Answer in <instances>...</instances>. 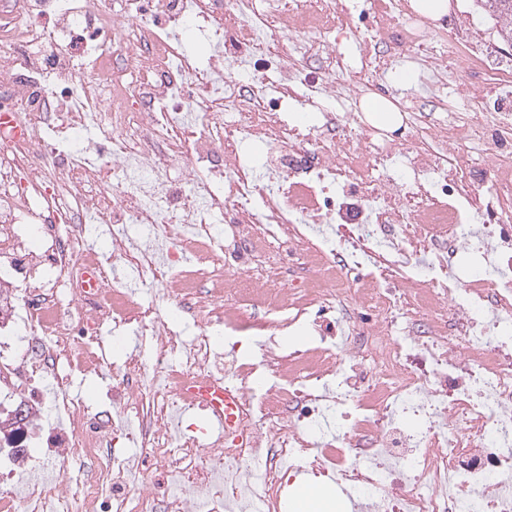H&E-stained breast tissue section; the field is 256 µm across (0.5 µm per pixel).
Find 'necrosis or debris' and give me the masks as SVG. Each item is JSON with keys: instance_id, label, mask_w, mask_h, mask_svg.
<instances>
[{"instance_id": "obj_1", "label": "necrosis or debris", "mask_w": 512, "mask_h": 512, "mask_svg": "<svg viewBox=\"0 0 512 512\" xmlns=\"http://www.w3.org/2000/svg\"><path fill=\"white\" fill-rule=\"evenodd\" d=\"M316 2L280 9L292 36L272 45L254 0H153L148 16L142 0H0V274L24 272L17 333L0 345V512H282L287 474L308 470L374 485L371 512H512V226L470 221L512 213V109H488L462 79L478 69L510 95L512 70L457 29L403 26L401 45L442 46L452 110L416 124L396 188L360 195L365 223L308 238L338 195L402 164L370 129L345 146L334 115L308 129L275 120L259 109L263 79L232 77L236 60L270 53L289 88L326 92L301 63L341 17L335 0ZM190 15L214 47L204 64L176 32ZM74 127L97 141L72 145ZM261 137L279 148L243 161L238 143ZM452 143L474 150L492 199L472 194ZM101 222L110 245L96 250L86 232ZM30 225L44 232L36 250ZM284 237L306 244L303 280L242 275L254 255L276 264ZM158 281L200 322L192 339L130 288ZM354 301L374 312L370 329L347 328ZM333 310L336 330L313 323ZM107 323L152 347L153 368L130 357L113 369V405L150 421L136 457L106 447L110 415L66 391L69 374L106 365ZM298 323L315 346L270 362L260 388L255 364L212 341ZM212 378L244 395L236 437L171 432L187 385ZM17 397L34 413L23 426L10 418ZM47 408L69 430L46 427Z\"/></svg>"}]
</instances>
